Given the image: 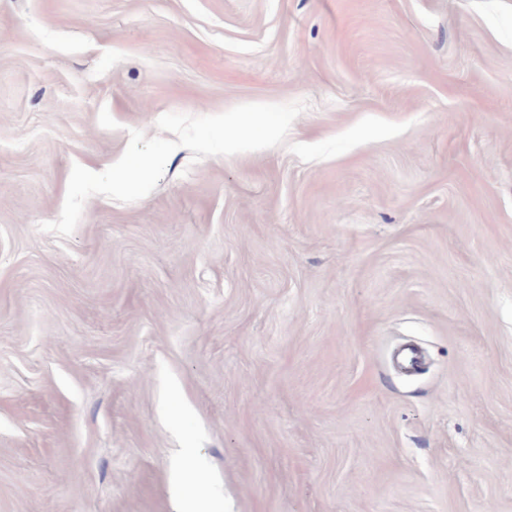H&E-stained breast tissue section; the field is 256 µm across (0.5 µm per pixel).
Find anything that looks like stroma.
I'll list each match as a JSON object with an SVG mask.
<instances>
[{"instance_id": "stroma-1", "label": "stroma", "mask_w": 512, "mask_h": 512, "mask_svg": "<svg viewBox=\"0 0 512 512\" xmlns=\"http://www.w3.org/2000/svg\"><path fill=\"white\" fill-rule=\"evenodd\" d=\"M297 101L407 129L40 231L130 130ZM186 451L209 512H512V0H0V512H180Z\"/></svg>"}]
</instances>
